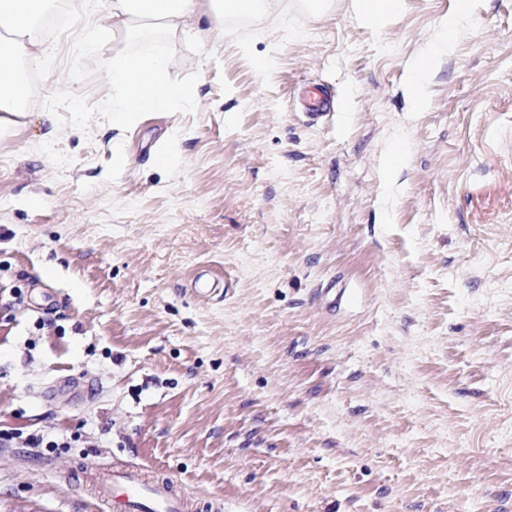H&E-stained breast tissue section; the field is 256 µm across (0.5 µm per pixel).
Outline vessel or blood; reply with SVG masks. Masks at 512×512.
<instances>
[{
    "label": "vessel or blood",
    "instance_id": "vessel-or-blood-1",
    "mask_svg": "<svg viewBox=\"0 0 512 512\" xmlns=\"http://www.w3.org/2000/svg\"><path fill=\"white\" fill-rule=\"evenodd\" d=\"M306 104L307 117L314 123L331 110L333 101L314 86L306 92ZM82 473L108 512H189L191 508L174 484L147 479L135 468L112 471L87 464Z\"/></svg>",
    "mask_w": 512,
    "mask_h": 512
}]
</instances>
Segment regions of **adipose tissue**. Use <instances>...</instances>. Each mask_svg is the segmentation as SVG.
Listing matches in <instances>:
<instances>
[{"instance_id": "adipose-tissue-1", "label": "adipose tissue", "mask_w": 512, "mask_h": 512, "mask_svg": "<svg viewBox=\"0 0 512 512\" xmlns=\"http://www.w3.org/2000/svg\"><path fill=\"white\" fill-rule=\"evenodd\" d=\"M48 4L49 0H0V130L15 125L22 103L36 94L35 86L19 76L18 64L44 70L52 62L37 29ZM195 14L196 0H112L114 49L105 62L118 96L112 108L114 126L130 123L137 113L165 110L174 101L188 98V91L167 83L166 57L129 53L122 45L156 30L172 38L191 35L205 40Z\"/></svg>"}]
</instances>
